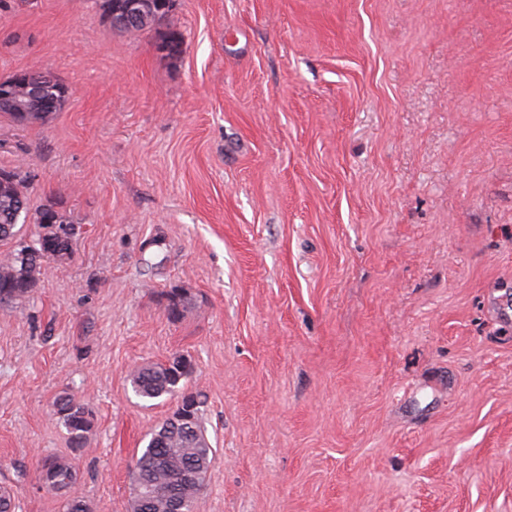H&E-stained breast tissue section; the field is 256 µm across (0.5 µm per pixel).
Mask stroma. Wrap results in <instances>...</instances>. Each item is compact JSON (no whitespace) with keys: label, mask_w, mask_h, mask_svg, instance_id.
Instances as JSON below:
<instances>
[{"label":"stroma","mask_w":512,"mask_h":512,"mask_svg":"<svg viewBox=\"0 0 512 512\" xmlns=\"http://www.w3.org/2000/svg\"><path fill=\"white\" fill-rule=\"evenodd\" d=\"M101 4L0 0V76L69 90L0 114V167L78 229L0 303L16 512H64L47 457L129 512L179 404L131 374L175 355L215 450L195 512H512V0H175L174 56ZM11 90V89H10ZM15 100H20L23 102L29 103V115H27L25 118H21L17 115V112H25L23 105L17 101L12 102V105L14 106L16 112H10L8 110H5V114L11 116L14 120L18 122H28L31 123L35 120H39L42 118L41 113L35 108V106L32 104L31 100L28 98V95H30V89L23 86V85H17L16 89L11 90ZM57 410L61 424L69 436L70 443L75 448L84 447L91 427L87 408L74 398L63 396L57 401Z\"/></svg>","instance_id":"stroma-1"}]
</instances>
